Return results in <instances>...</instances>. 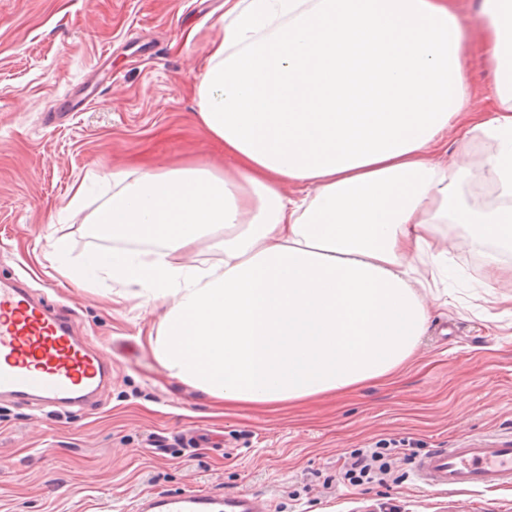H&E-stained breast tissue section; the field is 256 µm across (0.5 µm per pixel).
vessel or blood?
<instances>
[{"mask_svg": "<svg viewBox=\"0 0 512 512\" xmlns=\"http://www.w3.org/2000/svg\"><path fill=\"white\" fill-rule=\"evenodd\" d=\"M112 359L74 335L70 321L30 297L23 284L0 282V398L39 410L83 406L104 387ZM418 482L443 489L481 491L512 485V440L470 439L459 448L422 456ZM246 494L225 497L187 490L142 499L136 512H267Z\"/></svg>", "mask_w": 512, "mask_h": 512, "instance_id": "1", "label": "vessel or blood"}]
</instances>
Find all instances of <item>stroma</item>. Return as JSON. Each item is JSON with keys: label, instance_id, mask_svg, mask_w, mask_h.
I'll return each mask as SVG.
<instances>
[{"label": "stroma", "instance_id": "1", "mask_svg": "<svg viewBox=\"0 0 512 512\" xmlns=\"http://www.w3.org/2000/svg\"><path fill=\"white\" fill-rule=\"evenodd\" d=\"M224 0H0V279H20L112 358V381L87 413L0 402V512H132L146 492L247 493L270 512H512V485L438 490L415 457L472 436H512V280L491 282L488 255L461 224L440 227L456 276L409 366L392 381L277 410L227 409L164 376L148 345L160 310L96 274L76 286L49 259L53 239L81 263L119 249L90 215L112 173L176 162L231 169L203 132L195 74L223 32ZM193 38H186V31ZM472 109L494 106L482 57L465 49ZM486 138L449 129L431 154L462 168L455 194L474 208L489 175ZM89 179L82 209L67 205ZM401 447L387 474L352 486L349 455Z\"/></svg>", "mask_w": 512, "mask_h": 512}]
</instances>
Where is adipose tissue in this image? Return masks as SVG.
I'll return each instance as SVG.
<instances>
[{"label": "adipose tissue", "instance_id": "ef3b65f1", "mask_svg": "<svg viewBox=\"0 0 512 512\" xmlns=\"http://www.w3.org/2000/svg\"><path fill=\"white\" fill-rule=\"evenodd\" d=\"M224 4L198 115L236 165L113 172L90 221L148 248L95 262L163 308L149 346L165 374L225 405L275 409L387 380L448 270L439 225L512 251V0H483L496 113L479 121L456 0ZM452 125L462 141H497L499 205L458 200V172L429 157ZM206 238L223 267L191 263Z\"/></svg>", "mask_w": 512, "mask_h": 512}]
</instances>
